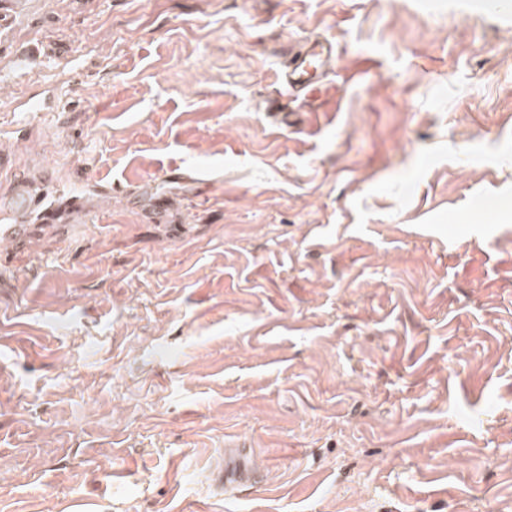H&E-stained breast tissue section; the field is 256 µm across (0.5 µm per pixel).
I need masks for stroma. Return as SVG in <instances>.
<instances>
[{
  "label": "stroma",
  "instance_id": "1",
  "mask_svg": "<svg viewBox=\"0 0 512 512\" xmlns=\"http://www.w3.org/2000/svg\"><path fill=\"white\" fill-rule=\"evenodd\" d=\"M471 3L0 13V199L86 203L0 237V512H512V7ZM335 46L329 41H313L294 52L283 65L281 84L288 96L307 98L319 91L323 69L334 59Z\"/></svg>",
  "mask_w": 512,
  "mask_h": 512
}]
</instances>
